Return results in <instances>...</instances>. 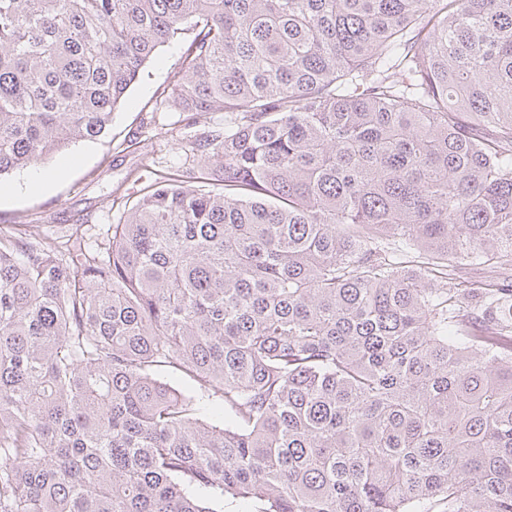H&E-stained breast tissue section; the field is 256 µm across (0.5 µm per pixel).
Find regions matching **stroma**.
Wrapping results in <instances>:
<instances>
[{
    "label": "stroma",
    "instance_id": "stroma-1",
    "mask_svg": "<svg viewBox=\"0 0 512 512\" xmlns=\"http://www.w3.org/2000/svg\"><path fill=\"white\" fill-rule=\"evenodd\" d=\"M182 47L160 48L130 86L104 135L64 148L42 163L0 176V231L43 241L81 225L82 245L98 252L108 230L156 174L182 168L195 140L223 124L220 112H181L161 94L174 80ZM47 174V184L29 185Z\"/></svg>",
    "mask_w": 512,
    "mask_h": 512
}]
</instances>
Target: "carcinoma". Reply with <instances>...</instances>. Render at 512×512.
<instances>
[{"label": "carcinoma", "instance_id": "carcinoma-1", "mask_svg": "<svg viewBox=\"0 0 512 512\" xmlns=\"http://www.w3.org/2000/svg\"><path fill=\"white\" fill-rule=\"evenodd\" d=\"M190 29L196 163L0 234V512H512V0H0V176Z\"/></svg>", "mask_w": 512, "mask_h": 512}]
</instances>
